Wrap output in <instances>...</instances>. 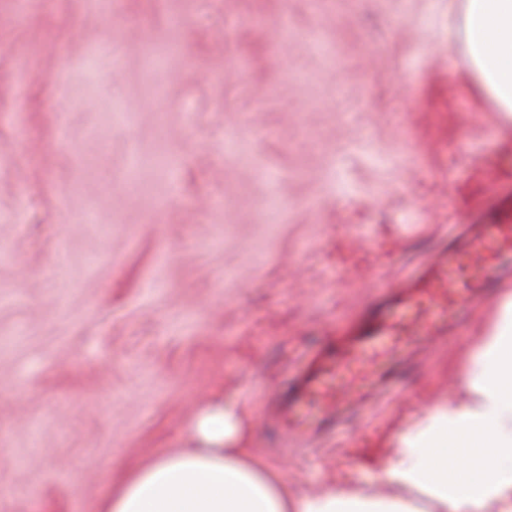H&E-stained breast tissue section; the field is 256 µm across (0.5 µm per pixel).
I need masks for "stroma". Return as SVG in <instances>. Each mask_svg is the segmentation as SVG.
<instances>
[{"mask_svg": "<svg viewBox=\"0 0 512 512\" xmlns=\"http://www.w3.org/2000/svg\"><path fill=\"white\" fill-rule=\"evenodd\" d=\"M464 2L0 0V512H101L209 403L290 492L375 481L512 278L363 418L288 440L275 394L512 205Z\"/></svg>", "mask_w": 512, "mask_h": 512, "instance_id": "obj_1", "label": "stroma"}]
</instances>
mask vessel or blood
Listing matches in <instances>:
<instances>
[{"mask_svg":"<svg viewBox=\"0 0 512 512\" xmlns=\"http://www.w3.org/2000/svg\"><path fill=\"white\" fill-rule=\"evenodd\" d=\"M486 232V225H469L458 246L440 250L430 258V272L459 266L464 260L483 263ZM501 278L500 271L485 266L482 278L473 284L457 277L438 280L430 273L418 283L402 278L388 282L381 303L360 315L329 348L296 371L279 415L281 429L292 436L304 435L299 412L317 401L322 404L321 425L325 428L346 414L364 411L370 396L356 390L355 382L360 378H371L375 395L392 393L402 376L400 365L391 363L383 372L374 373L370 370L372 361L389 354L400 336L414 337L409 354L419 356L431 340L448 330L438 306L451 301L460 315H468L498 287Z\"/></svg>","mask_w":512,"mask_h":512,"instance_id":"obj_1","label":"vessel or blood"}]
</instances>
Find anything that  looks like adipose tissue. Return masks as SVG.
Wrapping results in <instances>:
<instances>
[{"mask_svg": "<svg viewBox=\"0 0 512 512\" xmlns=\"http://www.w3.org/2000/svg\"><path fill=\"white\" fill-rule=\"evenodd\" d=\"M464 65L479 90L512 117V0H466ZM197 448L132 470L102 512H512V292H505L447 400L396 437L378 487L354 481L289 492L256 465L242 418L211 405L194 417Z\"/></svg>", "mask_w": 512, "mask_h": 512, "instance_id": "1", "label": "adipose tissue"}]
</instances>
